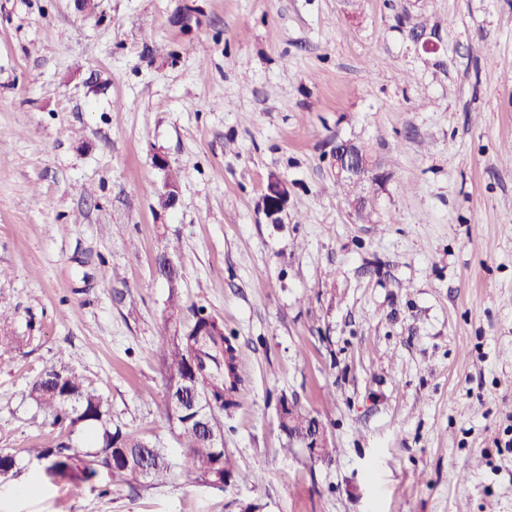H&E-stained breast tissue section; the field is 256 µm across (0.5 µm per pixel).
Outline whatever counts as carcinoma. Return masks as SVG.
Listing matches in <instances>:
<instances>
[{"instance_id":"cac0c4a2","label":"carcinoma","mask_w":512,"mask_h":512,"mask_svg":"<svg viewBox=\"0 0 512 512\" xmlns=\"http://www.w3.org/2000/svg\"><path fill=\"white\" fill-rule=\"evenodd\" d=\"M165 312L167 320L181 324L180 329L162 338L158 344L166 385L185 377L189 365H194L196 388L206 395L209 412L219 426L220 415H229L238 408L244 382L236 363L235 347L224 336V324L204 308L195 312L191 323H182V307L175 288L169 289ZM29 398L52 418L55 426L71 430L86 424L98 432L96 451L92 453L79 454L68 439H61L52 446L30 449L31 456L46 461L45 470L51 478L86 483L103 469L113 481L131 488L169 478L171 466L163 447L145 435L112 426L108 398L92 388L75 370L63 366L45 371L32 382ZM165 410L176 423L177 443L183 449L182 465L199 481L214 484L215 472L223 475L225 486L240 480H257L253 475L236 473L224 449L214 448L206 442L195 422L177 415L168 403ZM278 412L280 426L290 447L295 430L288 429V395L280 397ZM146 461L150 473L145 477L141 468Z\"/></svg>"}]
</instances>
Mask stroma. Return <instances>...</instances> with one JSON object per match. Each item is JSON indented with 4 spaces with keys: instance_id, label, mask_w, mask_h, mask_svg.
<instances>
[{
    "instance_id": "35a3bbf8",
    "label": "stroma",
    "mask_w": 512,
    "mask_h": 512,
    "mask_svg": "<svg viewBox=\"0 0 512 512\" xmlns=\"http://www.w3.org/2000/svg\"><path fill=\"white\" fill-rule=\"evenodd\" d=\"M391 177L372 223L336 141ZM512 0H0V512H512ZM167 157L179 200L160 206ZM289 189L280 223L261 196ZM176 242L247 392L224 451L254 484L180 466L157 345ZM68 365L172 476L46 477L59 429L28 397ZM334 453L287 447L281 395Z\"/></svg>"
}]
</instances>
